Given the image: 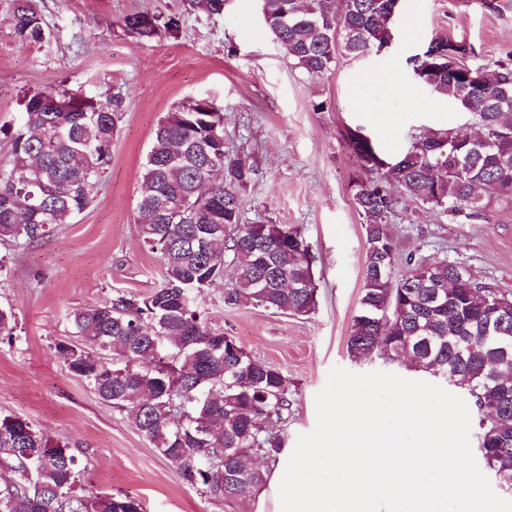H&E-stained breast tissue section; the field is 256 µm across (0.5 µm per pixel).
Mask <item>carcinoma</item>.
I'll return each mask as SVG.
<instances>
[{
	"label": "carcinoma",
	"instance_id": "cac0c4a2",
	"mask_svg": "<svg viewBox=\"0 0 512 512\" xmlns=\"http://www.w3.org/2000/svg\"><path fill=\"white\" fill-rule=\"evenodd\" d=\"M392 0H264L265 25L288 63L318 77L339 58L377 52L378 32L399 23ZM24 46L49 35L33 0H0ZM124 25L142 37L175 35L181 15L135 13ZM468 48L448 41V65L431 93L477 116L480 135L450 130L413 138L382 170L379 148L359 127L344 138L360 162L353 200L363 218L365 261L350 357L408 358L412 367L466 393L477 419V451L512 489V293L444 257H402L390 218L404 199L446 218L480 217L512 206V63L463 72ZM77 102L62 112L54 101ZM124 118L121 98L86 99L63 84L27 97L0 158V241L24 250L95 202ZM255 169L224 152V113L196 101L167 113L154 130L139 184V235L161 257L160 285L139 297L116 293L68 317L79 342L59 343L68 371L125 418L191 485L214 499L252 498L267 481L252 456L276 462L292 403L282 370L253 357L212 327L198 294L234 277L224 306L252 305L306 316L317 305L313 261L302 227L246 224L240 192ZM401 274H396L398 266ZM374 312L384 319L362 318ZM12 308L0 306V336H15ZM69 443L18 416L0 417V512H143L129 496L83 484Z\"/></svg>",
	"mask_w": 512,
	"mask_h": 512
}]
</instances>
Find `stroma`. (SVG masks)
I'll return each mask as SVG.
<instances>
[{"label": "stroma", "mask_w": 512, "mask_h": 512, "mask_svg": "<svg viewBox=\"0 0 512 512\" xmlns=\"http://www.w3.org/2000/svg\"><path fill=\"white\" fill-rule=\"evenodd\" d=\"M49 35L19 49L0 11V127L14 124L24 98L63 84L86 98L121 96L125 117L94 204L50 238L16 252L0 244L7 274L0 305L12 307L18 331L0 339V416L18 415L70 443L101 494H126L145 512H254L182 481L173 465L122 414L104 404L66 368L56 345L68 341V315L122 290L147 295L161 279V258L138 233L139 177L153 131L167 112L197 100L224 114V149L248 155L256 174L242 190L244 221L297 224L315 257L317 307L304 317L250 305L227 308L224 285L198 302L207 319L251 355L288 379L293 416L286 447L316 425L315 396L333 367L356 373L390 369L379 359L353 360L347 338L359 312L365 257L363 219L351 191L359 165L342 134L359 126L388 155L430 129L475 131L472 114L436 97L412 77L410 60L437 37L471 47L467 61L512 59V0H401V25L386 52L339 59L312 78L288 63L273 41L258 0H227L210 15L189 0H36ZM134 12H178L177 35L144 40L125 29ZM394 72L409 95L400 99L363 75ZM391 231L401 254L448 257L482 282L512 291V207L486 217L449 220L404 203Z\"/></svg>", "instance_id": "1"}]
</instances>
